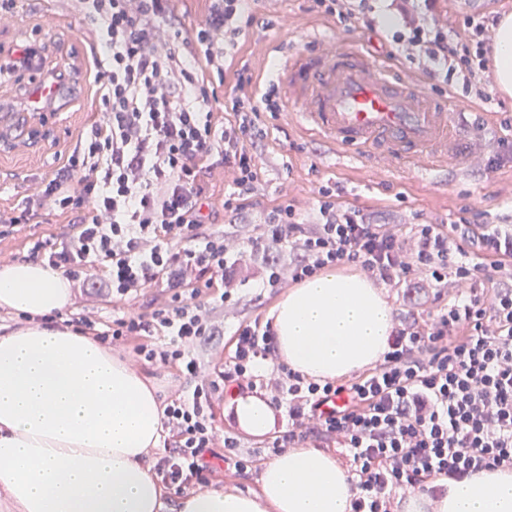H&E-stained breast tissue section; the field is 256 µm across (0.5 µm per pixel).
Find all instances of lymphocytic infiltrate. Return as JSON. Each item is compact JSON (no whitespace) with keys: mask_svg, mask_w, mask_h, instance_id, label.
Listing matches in <instances>:
<instances>
[{"mask_svg":"<svg viewBox=\"0 0 512 512\" xmlns=\"http://www.w3.org/2000/svg\"><path fill=\"white\" fill-rule=\"evenodd\" d=\"M76 2L92 26L103 120L82 130L66 162L22 207L0 211V225L41 210L69 213L66 230L33 243V260L61 270L83 296L128 303L160 289L164 300L151 312L122 314L106 329L87 315L70 324L99 341L132 345L138 360L177 368L192 383L163 411L165 453L152 465L162 483L178 492L205 486L221 470L240 474L312 440L348 457L359 490L352 512H393L400 494H438L433 479L512 470V227L417 224L406 236L342 208L326 186L311 223L283 203L242 228L261 181L252 151L259 116L279 106L235 92L217 100L203 72L223 74L226 47L252 23L246 0H213L190 33L172 0ZM408 47L429 70L476 80V96L487 97L488 67L473 60L468 39L450 41L425 21L413 27ZM219 101L234 121H214ZM215 156L231 176L224 212L236 229L229 233L208 227L202 214L203 163ZM261 252L266 288L353 265L388 285L458 292L432 322L400 320L381 362L352 380L316 381L282 365L268 382L258 368L277 357L270 322L245 319L228 333L216 319L250 280L244 256ZM100 267L104 275L95 276ZM491 270L499 279L489 292ZM212 287L216 295L200 302ZM223 334L231 342L224 369L199 383L195 349ZM264 385L287 425L263 449L247 451L237 436L218 432L213 397Z\"/></svg>","mask_w":512,"mask_h":512,"instance_id":"1","label":"lymphocytic infiltrate"}]
</instances>
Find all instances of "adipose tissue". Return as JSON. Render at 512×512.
Masks as SVG:
<instances>
[{
	"label": "adipose tissue",
	"mask_w": 512,
	"mask_h": 512,
	"mask_svg": "<svg viewBox=\"0 0 512 512\" xmlns=\"http://www.w3.org/2000/svg\"><path fill=\"white\" fill-rule=\"evenodd\" d=\"M499 93L512 97V14L495 28ZM73 292L41 262L0 268V308L32 321L0 336V512H351L357 489L335 456L287 448L264 463L254 490L201 487L177 495L149 460L163 451L155 387L111 348L40 317L66 314ZM273 324L282 363L336 380L378 362L393 310L367 276L320 272L289 289ZM228 412L246 434L274 432L277 416L259 394L234 397ZM443 496L407 494L400 512H512V470L450 481Z\"/></svg>",
	"instance_id": "1"
}]
</instances>
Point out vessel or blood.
I'll list each match as a JSON object with an SVG mask.
<instances>
[{
	"instance_id": "obj_1",
	"label": "vessel or blood",
	"mask_w": 512,
	"mask_h": 512,
	"mask_svg": "<svg viewBox=\"0 0 512 512\" xmlns=\"http://www.w3.org/2000/svg\"><path fill=\"white\" fill-rule=\"evenodd\" d=\"M291 68L297 78L288 99L298 106L296 119L335 147L436 160L455 145V118L447 103L395 79L356 50L343 48L318 62L298 59ZM53 92L50 78L41 79L28 95L29 108L45 110Z\"/></svg>"
}]
</instances>
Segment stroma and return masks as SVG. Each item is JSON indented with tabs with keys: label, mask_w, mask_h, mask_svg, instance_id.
Listing matches in <instances>:
<instances>
[{
	"label": "stroma",
	"mask_w": 512,
	"mask_h": 512,
	"mask_svg": "<svg viewBox=\"0 0 512 512\" xmlns=\"http://www.w3.org/2000/svg\"><path fill=\"white\" fill-rule=\"evenodd\" d=\"M368 5L375 24L371 30L339 22L318 0H250L253 26L223 75L209 77L216 96L239 83L243 94L260 100L278 87L286 60L319 59L348 46L418 83L430 98L450 101L459 130L453 153L427 169L418 162L339 151L298 125L292 105L283 99L279 111L260 115L266 136L255 148L263 174L251 201L252 217L263 218L287 202L302 220H310L319 189L334 184L339 204L360 210L377 224L404 229L460 220L512 225V97L494 91L489 99H478L465 89L462 76L448 80L408 58L402 41L410 33L411 18L433 17L449 37H462L469 32L468 21L491 27L501 14L512 13V0H368ZM25 44L37 48V65L0 75L1 210L22 205L72 153L80 128L102 117L88 25L70 0H18L14 16L0 22V60L10 59ZM46 72L57 75L64 88L50 110L29 111L27 95ZM70 221V215L46 211L15 226L0 239V262L27 260L33 242L59 234ZM385 292L395 315L414 311L424 317L437 313L456 290L389 286ZM283 295V289L261 288L254 279L242 288L237 303L224 310V335L198 350L205 377L224 362L226 332L244 319H268Z\"/></svg>",
	"instance_id": "obj_1"
}]
</instances>
